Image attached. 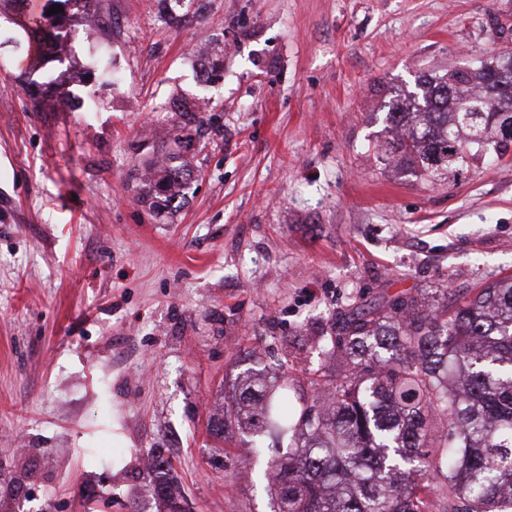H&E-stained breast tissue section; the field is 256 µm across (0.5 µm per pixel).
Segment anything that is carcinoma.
I'll return each instance as SVG.
<instances>
[{
  "label": "carcinoma",
  "instance_id": "obj_1",
  "mask_svg": "<svg viewBox=\"0 0 512 512\" xmlns=\"http://www.w3.org/2000/svg\"><path fill=\"white\" fill-rule=\"evenodd\" d=\"M46 0H0L21 6L35 41L32 61H62L42 51L41 37L63 42V26L47 30ZM388 106L384 131L396 164L436 178L485 156L503 159L512 138V50L453 66ZM178 113L168 149L143 162L138 199L177 208L190 189L188 155L208 133L211 99ZM334 344L348 374L327 398L318 379L303 386L288 362L271 376L247 373L232 395L233 411L211 424L221 439L266 455L271 512H512V276L491 282L453 306L397 297L383 313H353L336 322ZM152 493L165 512L181 496L166 468Z\"/></svg>",
  "mask_w": 512,
  "mask_h": 512
}]
</instances>
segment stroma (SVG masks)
I'll return each mask as SVG.
<instances>
[{"label": "stroma", "mask_w": 512, "mask_h": 512, "mask_svg": "<svg viewBox=\"0 0 512 512\" xmlns=\"http://www.w3.org/2000/svg\"><path fill=\"white\" fill-rule=\"evenodd\" d=\"M104 10L31 69L0 16V512H164L154 452L187 512H270L246 448L207 432L240 373L344 377L341 315L512 275V156L432 181L394 171L383 132L417 79L512 47V0H209L176 30L158 0ZM203 32L224 42L209 86ZM101 48L121 83L94 78ZM58 81L72 107L34 111L27 88ZM177 95L221 120L157 216L131 172Z\"/></svg>", "instance_id": "obj_1"}]
</instances>
